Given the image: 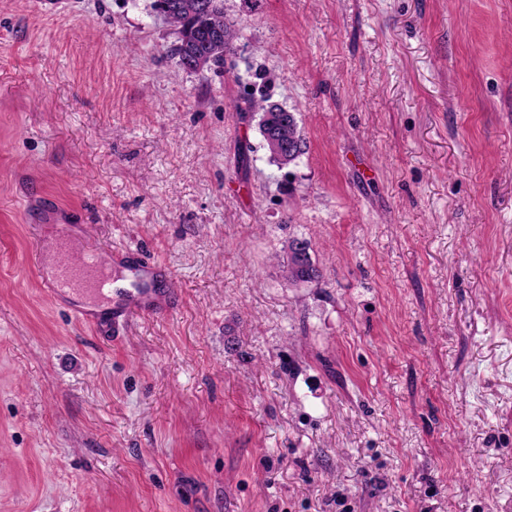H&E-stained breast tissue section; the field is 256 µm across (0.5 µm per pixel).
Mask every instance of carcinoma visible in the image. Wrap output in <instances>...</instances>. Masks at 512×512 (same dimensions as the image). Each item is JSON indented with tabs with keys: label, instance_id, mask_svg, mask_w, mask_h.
I'll return each mask as SVG.
<instances>
[{
	"label": "carcinoma",
	"instance_id": "cac0c4a2",
	"mask_svg": "<svg viewBox=\"0 0 512 512\" xmlns=\"http://www.w3.org/2000/svg\"><path fill=\"white\" fill-rule=\"evenodd\" d=\"M181 5V10L173 16L171 24L177 30L178 41L172 48L179 69L197 59L205 58L204 69L224 66V54L233 51L237 38L236 31L224 16V0H153L152 9L160 13L165 5ZM238 112L259 114L258 127L264 144L270 153V161L282 168L295 163L305 151V142L298 124L297 114L285 112L277 104L269 102L265 94L251 93L233 103ZM283 118L284 124L278 129L280 138L288 141L291 149L283 151L271 146L270 127L266 116L271 113ZM310 242L305 238L294 237L285 247L286 260L282 264L284 279L292 284L317 283L322 272L312 259Z\"/></svg>",
	"mask_w": 512,
	"mask_h": 512
}]
</instances>
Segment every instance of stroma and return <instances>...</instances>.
<instances>
[{"instance_id": "obj_1", "label": "stroma", "mask_w": 512, "mask_h": 512, "mask_svg": "<svg viewBox=\"0 0 512 512\" xmlns=\"http://www.w3.org/2000/svg\"><path fill=\"white\" fill-rule=\"evenodd\" d=\"M152 2L0 0V512H512V0H224L197 73ZM62 226L166 311L72 318ZM242 102L245 105L244 107L241 101L238 100L233 103V108L238 112H252V114L257 112L256 114H259L258 127L260 134L266 149L270 153V161L277 165L278 168L282 169V167L294 164L305 153L306 145L302 138L295 112H281L284 111V108L278 104L269 103V97L262 91H260L259 97H256L254 93H250L248 97L242 98ZM275 110L280 112H273ZM274 113L285 121L278 129L279 137L288 140V144L291 145L293 150L288 149V152H286L281 149L276 150L271 146L270 127L266 116L267 114L274 116ZM310 242L305 238L294 237L288 240L285 247L286 260L282 264L284 279L288 284L317 283L322 272L312 259ZM304 253L302 258L299 254Z\"/></svg>"}]
</instances>
